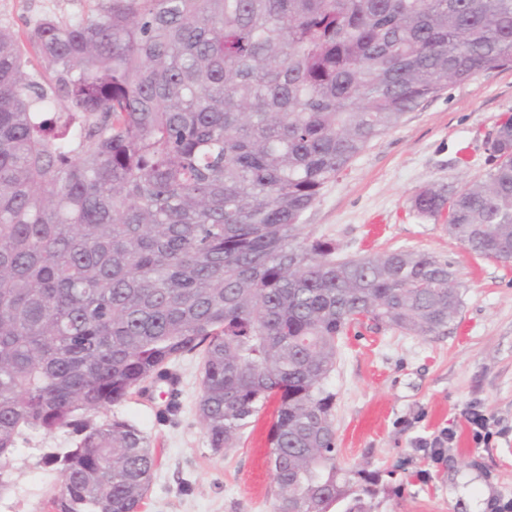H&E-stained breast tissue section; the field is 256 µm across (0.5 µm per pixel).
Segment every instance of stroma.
Masks as SVG:
<instances>
[{"label":"stroma","instance_id":"35a3bbf8","mask_svg":"<svg viewBox=\"0 0 512 512\" xmlns=\"http://www.w3.org/2000/svg\"><path fill=\"white\" fill-rule=\"evenodd\" d=\"M94 0H0V26L17 32L52 15L91 16ZM512 113V67L449 85L373 140L303 217L306 234L351 258L398 248L450 262L462 284L457 320L440 336H415L365 323L344 337L329 378L336 394V462L381 473L372 512H495L512 498V266L469 253L439 219L419 216L413 196L430 185L457 186L490 165L488 140ZM201 359L172 365L180 407L164 415L159 395H132L116 414L150 436L154 479L141 512H272L267 465L270 414L233 447L214 452L197 414ZM476 406L493 436L476 444L462 412ZM455 434L433 453L441 430ZM59 432L20 445L9 512H44L57 475L38 449L68 447Z\"/></svg>","mask_w":512,"mask_h":512}]
</instances>
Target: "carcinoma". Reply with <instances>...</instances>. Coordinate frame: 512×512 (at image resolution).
<instances>
[{"instance_id":"obj_1","label":"carcinoma","mask_w":512,"mask_h":512,"mask_svg":"<svg viewBox=\"0 0 512 512\" xmlns=\"http://www.w3.org/2000/svg\"><path fill=\"white\" fill-rule=\"evenodd\" d=\"M511 64L512 0H96L0 26V499L19 444L63 431L48 512H140L153 448L112 409L198 352L213 451L276 399L272 512H371L379 473L336 463L339 340L437 336L461 283L412 249L338 258L302 217L422 101ZM489 151L411 204L508 264L511 115Z\"/></svg>"}]
</instances>
